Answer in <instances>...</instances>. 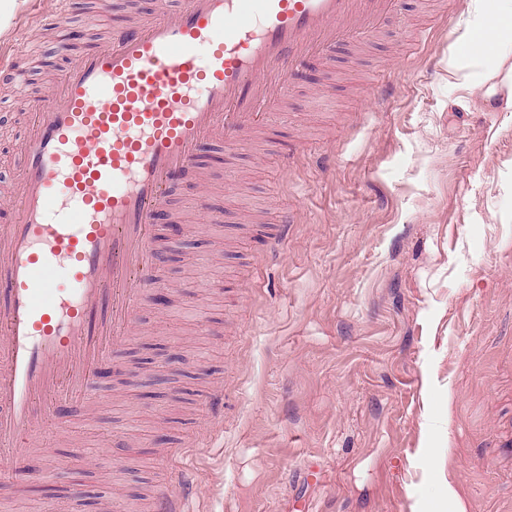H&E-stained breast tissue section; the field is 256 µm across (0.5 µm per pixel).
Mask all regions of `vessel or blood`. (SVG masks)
<instances>
[{
	"mask_svg": "<svg viewBox=\"0 0 512 512\" xmlns=\"http://www.w3.org/2000/svg\"><path fill=\"white\" fill-rule=\"evenodd\" d=\"M394 0H183L86 51L31 103L0 225V469L129 337L153 215L215 131L238 149L311 55L372 38ZM0 65L14 88L23 44Z\"/></svg>",
	"mask_w": 512,
	"mask_h": 512,
	"instance_id": "obj_1",
	"label": "vessel or blood"
}]
</instances>
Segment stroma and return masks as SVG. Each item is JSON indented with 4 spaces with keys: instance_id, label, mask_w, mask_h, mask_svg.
I'll return each mask as SVG.
<instances>
[{
    "instance_id": "stroma-1",
    "label": "stroma",
    "mask_w": 512,
    "mask_h": 512,
    "mask_svg": "<svg viewBox=\"0 0 512 512\" xmlns=\"http://www.w3.org/2000/svg\"><path fill=\"white\" fill-rule=\"evenodd\" d=\"M470 7L397 0L376 39L294 71L264 142L201 147L163 206L190 244L149 270L174 301L143 297L114 356L177 348L173 405L108 381L103 417L60 398L66 431L38 434L22 486L0 475V512H152L183 455L194 512H512V109L488 94L512 51L450 68ZM54 8L17 0L0 42L56 79L158 0H71L65 52ZM23 113L0 86V188Z\"/></svg>"
}]
</instances>
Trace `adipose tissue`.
Wrapping results in <instances>:
<instances>
[{
  "instance_id": "adipose-tissue-1",
  "label": "adipose tissue",
  "mask_w": 512,
  "mask_h": 512,
  "mask_svg": "<svg viewBox=\"0 0 512 512\" xmlns=\"http://www.w3.org/2000/svg\"><path fill=\"white\" fill-rule=\"evenodd\" d=\"M462 40L475 66L499 58L501 49L512 44V0H474V17L468 20Z\"/></svg>"
}]
</instances>
